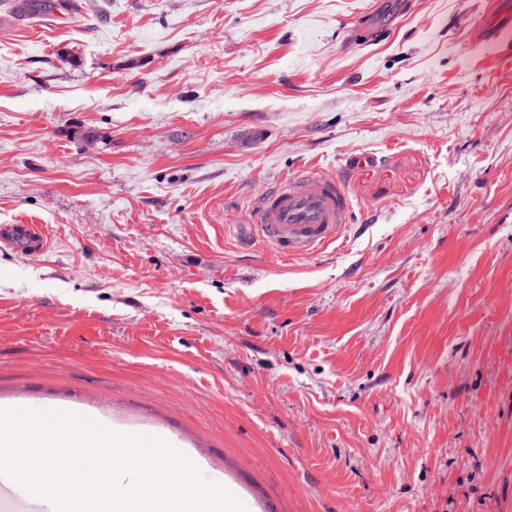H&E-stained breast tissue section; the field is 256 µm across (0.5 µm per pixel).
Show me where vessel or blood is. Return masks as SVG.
Wrapping results in <instances>:
<instances>
[{
	"label": "vessel or blood",
	"instance_id": "1",
	"mask_svg": "<svg viewBox=\"0 0 512 512\" xmlns=\"http://www.w3.org/2000/svg\"><path fill=\"white\" fill-rule=\"evenodd\" d=\"M479 35L512 32V10L479 16L473 23ZM352 219L349 198L340 181L308 172L263 196L255 210L254 227L276 248L291 255H308L336 241ZM0 241L26 253L45 252L48 240L37 224H4Z\"/></svg>",
	"mask_w": 512,
	"mask_h": 512
}]
</instances>
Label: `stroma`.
Masks as SVG:
<instances>
[{"instance_id": "1", "label": "stroma", "mask_w": 512, "mask_h": 512, "mask_svg": "<svg viewBox=\"0 0 512 512\" xmlns=\"http://www.w3.org/2000/svg\"><path fill=\"white\" fill-rule=\"evenodd\" d=\"M400 2L0 0V225L50 236L0 242V404L162 430L249 512H512V39ZM308 170L339 241L251 240ZM0 239L21 253L32 250L43 253L48 248L46 234L38 224H2Z\"/></svg>"}]
</instances>
